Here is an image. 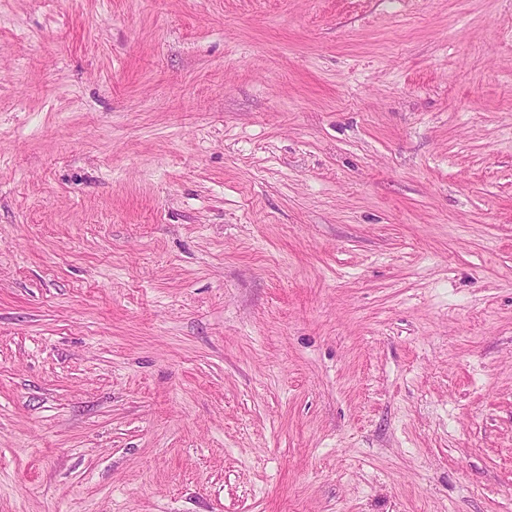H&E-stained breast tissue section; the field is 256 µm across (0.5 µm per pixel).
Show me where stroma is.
<instances>
[{"instance_id": "stroma-1", "label": "stroma", "mask_w": 512, "mask_h": 512, "mask_svg": "<svg viewBox=\"0 0 512 512\" xmlns=\"http://www.w3.org/2000/svg\"><path fill=\"white\" fill-rule=\"evenodd\" d=\"M0 512H512V0H0Z\"/></svg>"}]
</instances>
